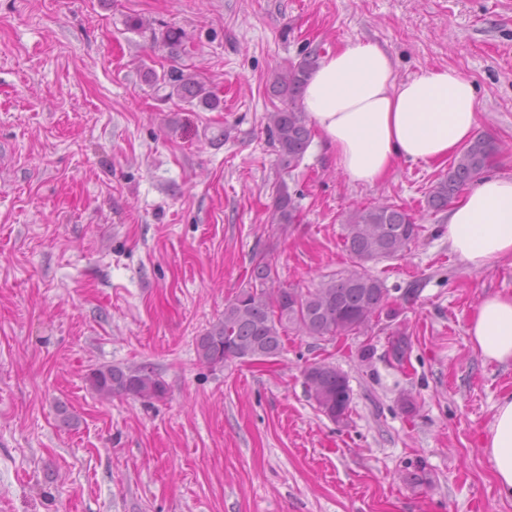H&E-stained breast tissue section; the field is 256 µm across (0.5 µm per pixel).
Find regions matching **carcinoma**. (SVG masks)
<instances>
[{
  "instance_id": "1",
  "label": "carcinoma",
  "mask_w": 512,
  "mask_h": 512,
  "mask_svg": "<svg viewBox=\"0 0 512 512\" xmlns=\"http://www.w3.org/2000/svg\"><path fill=\"white\" fill-rule=\"evenodd\" d=\"M317 65L312 55L272 74L269 92L281 102L265 115L267 135L277 155L278 165L292 171L303 160L312 139V130L302 105L309 74ZM153 81L171 88L169 95L194 103L204 110L220 108V98L205 84L172 69L152 73ZM500 151L492 139L477 136L455 155L448 172L432 182L425 206L434 212L448 203L473 179L481 175ZM298 218V207L286 182L276 187L273 223L284 226ZM421 225L398 205L388 202L353 209L342 224L345 249L354 259L353 268L339 276L322 279L316 287L303 290L279 280L277 263L268 252L250 259V274L235 296L224 303V314L196 338L199 360L222 367L233 360L270 361L284 350L283 337L293 328L309 337L332 341L363 335L372 321L395 319L388 308L389 289L384 280L369 273L366 264L383 258L402 256L419 238ZM392 355L402 358L410 344L401 325L391 328ZM306 392L319 412L340 424H349L351 399L347 376L324 359L303 370ZM90 388L102 399L132 397L146 402L167 395L165 382L147 366H102L91 370Z\"/></svg>"
}]
</instances>
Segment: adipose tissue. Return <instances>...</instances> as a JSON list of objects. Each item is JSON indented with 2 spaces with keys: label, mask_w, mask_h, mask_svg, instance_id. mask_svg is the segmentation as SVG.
Wrapping results in <instances>:
<instances>
[{
  "label": "adipose tissue",
  "mask_w": 512,
  "mask_h": 512,
  "mask_svg": "<svg viewBox=\"0 0 512 512\" xmlns=\"http://www.w3.org/2000/svg\"><path fill=\"white\" fill-rule=\"evenodd\" d=\"M304 109L351 181H383L400 161L448 159L473 138L479 101L471 80L450 67L397 80L390 55L375 43L328 52L311 73ZM451 251L481 268L512 259V177L486 176L450 207ZM467 333L488 362L512 364V294L480 300ZM498 494L512 500V392L503 394L482 438Z\"/></svg>",
  "instance_id": "ef3b65f1"
}]
</instances>
